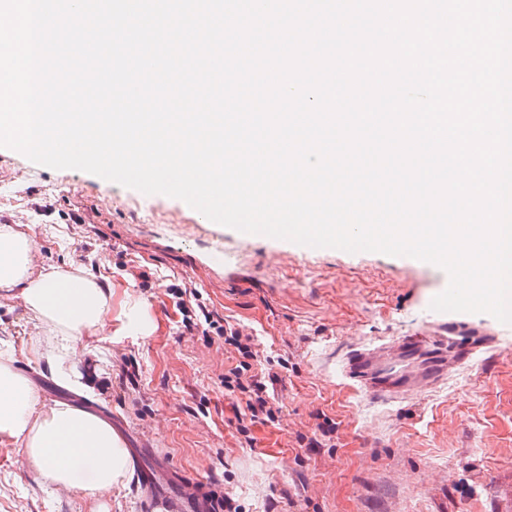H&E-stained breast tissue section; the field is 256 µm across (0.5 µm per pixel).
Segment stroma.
<instances>
[{"label": "stroma", "mask_w": 512, "mask_h": 512, "mask_svg": "<svg viewBox=\"0 0 512 512\" xmlns=\"http://www.w3.org/2000/svg\"><path fill=\"white\" fill-rule=\"evenodd\" d=\"M22 225L37 263L108 278L112 311L142 303L155 324L95 338L107 357L95 398L40 378L20 351L34 329L19 303L0 308V351L45 400L92 406L121 435L133 474L92 498L42 489L17 448L0 442V512H155V494L188 481L232 492L240 512H512V324L487 313L437 312L440 267L406 256L310 249L201 222L182 200L80 170H55L0 147V226ZM223 250L226 267L209 264ZM196 288L210 310L249 326L258 351L287 359L270 391L277 421L240 433L224 373L239 355L223 337L192 335L165 294ZM495 333L485 361L456 368L402 401H380L341 373L347 355L452 320ZM170 471L154 491L144 469Z\"/></svg>", "instance_id": "obj_1"}]
</instances>
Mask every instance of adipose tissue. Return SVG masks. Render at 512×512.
<instances>
[{
    "mask_svg": "<svg viewBox=\"0 0 512 512\" xmlns=\"http://www.w3.org/2000/svg\"><path fill=\"white\" fill-rule=\"evenodd\" d=\"M110 280L71 265L43 266L34 243L14 226L0 228V300H21L39 343L33 356L58 387L84 392L80 365L91 340L111 324ZM20 448L45 489L88 496L125 485L132 474L123 440L99 415L64 401L45 402L20 374L12 355H0V434Z\"/></svg>",
    "mask_w": 512,
    "mask_h": 512,
    "instance_id": "ef3b65f1",
    "label": "adipose tissue"
}]
</instances>
